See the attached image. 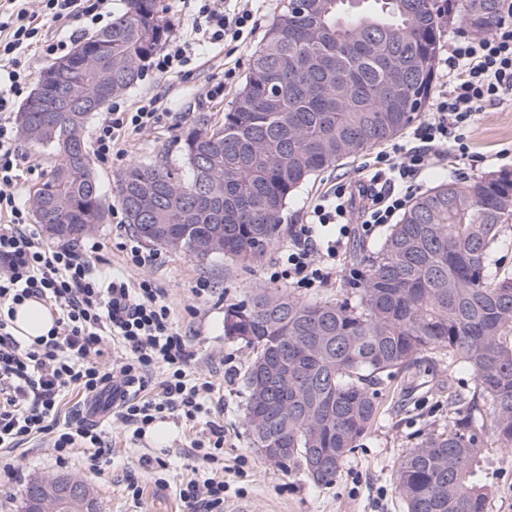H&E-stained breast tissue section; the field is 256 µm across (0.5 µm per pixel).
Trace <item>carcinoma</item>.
I'll return each mask as SVG.
<instances>
[{
    "mask_svg": "<svg viewBox=\"0 0 512 512\" xmlns=\"http://www.w3.org/2000/svg\"><path fill=\"white\" fill-rule=\"evenodd\" d=\"M160 0H125L107 28L80 41L112 38V95L135 86L147 59L170 36ZM475 0H288L256 50L224 121L205 122L183 140L189 177L164 163H133L118 197L137 237L203 261L200 248L224 239V257L259 261L279 239L289 198L310 178L397 138L421 118L445 30L486 34L499 9L474 20ZM399 84L387 90L390 72ZM21 127L51 149V175L31 202L42 228L73 242L105 219L85 112L50 111ZM171 225L174 243L148 231ZM512 224V171L465 183L441 181L413 198L380 248L353 253L361 278L336 301L257 288L224 307V337L252 356L241 378L243 425L255 448L291 452L274 465L310 474L314 452L333 466L312 479L336 482L380 414V386L439 351L474 376L448 391V426L403 456L396 487L407 512H488L492 485L484 442L492 431L512 448V278L490 277L505 225ZM288 361V384L279 359Z\"/></svg>",
    "mask_w": 512,
    "mask_h": 512,
    "instance_id": "cac0c4a2",
    "label": "carcinoma"
}]
</instances>
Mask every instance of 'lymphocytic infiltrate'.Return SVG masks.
<instances>
[{
    "mask_svg": "<svg viewBox=\"0 0 512 512\" xmlns=\"http://www.w3.org/2000/svg\"><path fill=\"white\" fill-rule=\"evenodd\" d=\"M0 0V450H14L31 436L50 437L51 454L67 466L83 452L85 469L101 470L106 453L97 426L84 421L57 426L61 398L70 392L99 394L115 376L135 383L160 368L166 376L152 398H129L121 404L125 424L144 429L155 420L182 412L186 420L221 412L213 401V385L193 378V353L178 331L163 289L153 281L130 283L120 276L103 277L92 257L93 239L75 245L46 246L30 222L27 206L15 188L23 154L11 121L13 101L31 73L22 67L27 52L51 61L71 53L77 40L71 20L93 29L112 18V0ZM188 9L187 26L152 57L157 72L185 76L204 50L240 42L254 33L259 19L252 10L227 11L224 0H181ZM502 20L490 33L463 35L450 46L442 63L448 78L429 103L431 117L413 127L408 140L378 152L375 172L357 189L339 185L314 203L295 232L282 270L272 280L300 287L327 283L335 273L350 233L367 236L393 223L414 195L416 181L432 160L463 157L467 133L477 112L512 90V0H504ZM164 97L144 95L134 104L117 99L92 134L99 160L119 153L125 135L156 128L173 120ZM362 203L360 224H345L347 206ZM48 304L56 314L46 337L26 343L14 336L5 306L28 298ZM118 342V363L103 364L108 342ZM195 448L207 464L199 478L180 491L187 512H224V476L215 467L224 457V432L211 425Z\"/></svg>",
    "mask_w": 512,
    "mask_h": 512,
    "instance_id": "1",
    "label": "lymphocytic infiltrate"
}]
</instances>
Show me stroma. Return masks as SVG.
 Returning a JSON list of instances; mask_svg holds the SVG:
<instances>
[{"label":"stroma","mask_w":512,"mask_h":512,"mask_svg":"<svg viewBox=\"0 0 512 512\" xmlns=\"http://www.w3.org/2000/svg\"><path fill=\"white\" fill-rule=\"evenodd\" d=\"M287 2L264 0L260 25L247 42L210 52L194 64L190 75L176 79L148 69L138 86L124 92V99L131 103L144 94L169 90V106L177 112L179 125L173 128L166 124L128 138L123 155L94 162V172L110 208L104 223L92 233L100 245L96 267L106 274H127L134 281L149 278L164 288L175 321L193 351L191 368L195 376L212 382L224 404L223 414L216 418L224 427V512H407L396 488V468L425 433L447 422L448 388L470 385L469 374H449L447 360H440L433 371L435 385L428 389L419 387L411 373H399L383 390L379 418L336 482L317 486L302 471L281 470L254 448L243 426L245 396L240 386L250 350L244 343L224 336L225 305L242 299L252 289L271 287L270 273L292 245L294 227L303 222L307 207L335 182L353 184L369 175V158L338 166L303 185L288 201L280 239L261 261L247 267L221 255L201 262L140 243L119 202L118 180L132 163L160 161L174 174L187 176L182 154L185 134L203 121L223 119L229 99L245 83L253 52ZM225 68L235 69L234 83L227 86L223 99L206 102L208 81ZM469 143L467 157L433 161L419 177L421 189L441 181L463 182L492 171H512V91L477 114ZM20 148L36 166L32 172L21 169L16 187L19 199L27 204L33 189L48 179L55 156L49 149L25 140ZM136 244L153 255L150 265L127 266V254ZM202 281L208 283L209 290L199 298L193 290ZM164 425V432L150 429L137 438L132 427L121 421L118 411H111L99 422L109 460L96 476L88 475L77 459L67 469H59L48 448L47 435L24 442L10 454L24 482H0V512H22L25 482L62 471L90 484L97 512H184L178 487L202 466L191 443L200 437L205 422H189L175 413L165 419ZM163 449L168 452V469L140 464L142 455ZM484 454L493 490L490 512H512V450L501 448L489 435ZM131 482L143 490L139 500H132L126 492Z\"/></svg>","instance_id":"stroma-1"}]
</instances>
